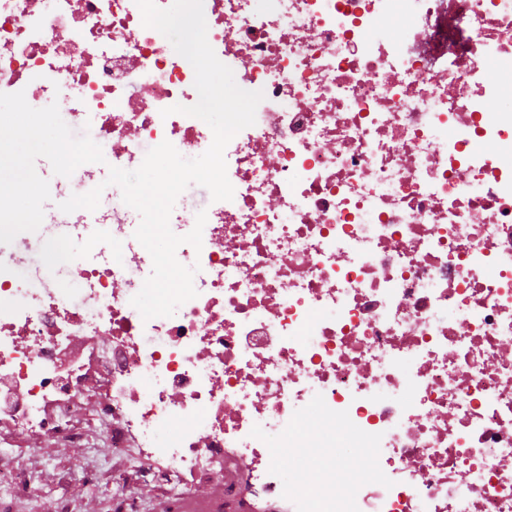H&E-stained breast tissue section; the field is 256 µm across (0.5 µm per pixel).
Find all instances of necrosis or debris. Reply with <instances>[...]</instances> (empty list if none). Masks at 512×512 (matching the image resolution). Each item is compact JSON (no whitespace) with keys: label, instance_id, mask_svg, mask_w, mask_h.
Instances as JSON below:
<instances>
[{"label":"necrosis or debris","instance_id":"necrosis-or-debris-1","mask_svg":"<svg viewBox=\"0 0 512 512\" xmlns=\"http://www.w3.org/2000/svg\"><path fill=\"white\" fill-rule=\"evenodd\" d=\"M203 11L218 59L264 98L225 150L232 200L209 202L201 248L176 250L200 266L198 295L147 321L131 305L153 265L119 187L91 258L60 247L84 238L82 211L0 187V242L55 254L30 274L0 252V425L80 441L70 409L93 383L112 447L160 457L172 486L248 457L249 491L292 512H512V166L495 152L512 147V107L488 109L512 91V0ZM194 80L135 0H0V98L28 105L33 135L106 145L57 158L85 190L162 142L210 147L176 111L197 103ZM65 87V119L40 113ZM340 422L370 474L342 492L264 453L276 439L306 465Z\"/></svg>","mask_w":512,"mask_h":512}]
</instances>
